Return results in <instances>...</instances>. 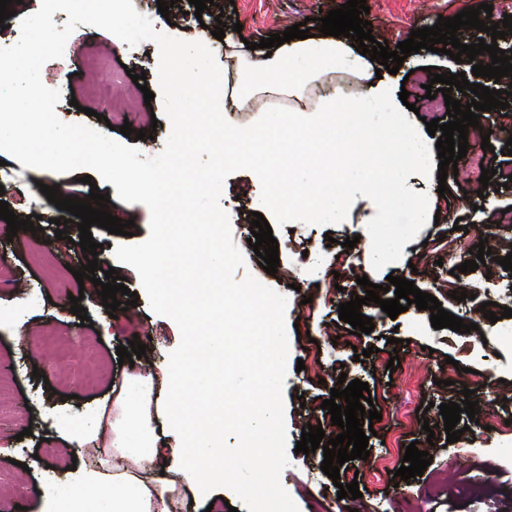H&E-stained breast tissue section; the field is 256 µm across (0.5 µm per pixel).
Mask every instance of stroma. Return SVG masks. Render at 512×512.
I'll return each instance as SVG.
<instances>
[{
    "label": "stroma",
    "instance_id": "35a3bbf8",
    "mask_svg": "<svg viewBox=\"0 0 512 512\" xmlns=\"http://www.w3.org/2000/svg\"><path fill=\"white\" fill-rule=\"evenodd\" d=\"M222 7L226 38L256 43L305 18H322L339 8L344 0H215ZM481 0H366V20L371 23L377 41L396 47L409 38L411 31L435 25L438 17H454ZM137 12L148 17L155 30L192 41L206 36L210 46L208 66L216 75L224 73L223 41L212 37L210 28L201 26L189 11L188 0H175L169 17H162L157 0H133ZM241 31H233V23ZM79 37L68 39L62 58L48 61L41 70L42 80L51 81L61 100L55 110L67 123L90 126L108 132L112 139H124L137 145L143 157L160 154L171 126L163 112L157 92L159 50L154 42L129 46L111 33L79 25ZM107 57L113 70L127 67L145 72L146 84L155 97L150 105L128 114L112 112L108 102L88 103L84 86L89 80L85 62L89 56ZM437 73L464 72L465 64L445 54L427 50L408 56L392 77L393 87H405L408 100L416 106L408 119L420 125L433 119L416 87L425 78L426 67ZM91 105L92 114H84L83 105ZM262 97L243 98L235 111L225 113L227 130L266 129L276 139L272 116L261 109ZM448 122V114L438 116ZM130 123L132 129L147 132L144 140L122 137L119 128ZM57 186L67 191L77 188L88 198L91 188L110 194L111 213L122 220H134L133 243L149 235L150 213L139 203L128 204L115 195L112 183L100 176H87L78 169L67 174L23 167L16 159L0 166V200L8 202L19 218L39 216L42 231H18L8 236V225L0 219V512H42L46 498L55 491L62 469L90 464L88 456L75 459L68 455V443L62 430L65 423L92 418L99 405L109 397L110 385L121 377L116 348L133 337L146 342L142 363L160 367L177 348L181 334L176 323L154 313L147 298L136 307L109 315L92 282L78 284L73 276L84 262L76 247L79 231H72L71 242L55 240L50 219H67L40 192V185ZM446 195H439V185ZM408 193L433 199L439 212L435 224H409L396 250L379 264L369 255L377 245L381 225L365 223L360 210V189H349L355 208L350 224H313L304 215L285 219L282 212L267 209L263 215L279 247V266L270 275L259 265L249 243L250 224L256 194L253 174L239 171L227 177L220 206L230 219L234 244L242 251L245 264L234 276H255L264 285L288 299L286 331L290 350L289 369L284 385L286 452L288 465L281 482L299 512H512V467L495 466L500 450L512 448V372L505 370L512 353L500 351L493 336L512 330V317L490 322L480 306L492 301L512 308V273L504 271L499 258L507 254L501 241L512 237V224L502 226L494 239L500 247L498 258L467 273H456L464 261L475 259L482 229L489 212H501L512 206V186L477 192L474 184L461 177L446 181L424 178L412 170L406 181ZM463 230H455L456 222ZM358 237L357 248L344 250L341 242ZM347 253L344 264H337L338 253ZM367 276L378 285H386L388 276L413 281L421 291L432 294L444 310L474 323L465 334L448 328L434 329L430 311L409 306L397 318H390L376 303L362 306L363 316L372 319L371 333L356 336L351 326L339 319V304L350 301L357 290V277ZM465 289L466 300L451 298V291ZM82 294V306L90 319L82 326L70 311V295ZM49 328L66 337L69 348L63 370H56L51 355L33 360L42 329ZM306 339H299V332ZM371 349L370 357L358 362L355 350ZM401 365L388 369L390 357ZM304 370H297V363ZM348 379L367 382L371 399L381 413L370 437L369 460L354 459L340 468L339 482H332L321 469L322 451L296 452L297 441L307 424L321 425L326 437L340 434L321 403L337 387L339 373ZM471 389L479 402L477 421L462 417L465 432L460 440L448 443L446 434L427 436L423 423L442 422L440 404L463 403V389ZM417 443L419 450L433 457L423 476L394 482L390 474L370 470L369 461H402L407 446ZM358 481L360 498H338L337 484Z\"/></svg>",
    "mask_w": 512,
    "mask_h": 512
}]
</instances>
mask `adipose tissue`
<instances>
[{"mask_svg":"<svg viewBox=\"0 0 512 512\" xmlns=\"http://www.w3.org/2000/svg\"><path fill=\"white\" fill-rule=\"evenodd\" d=\"M230 54L238 58L243 75L239 94L288 97L287 110L276 113L279 128L288 132L285 159L312 170L310 179L293 184L287 196L270 195V206L303 212L315 224H347L352 212L348 187L363 184L366 208L374 213L376 223L388 227L370 255L374 262L382 261L397 246L403 225L426 223L430 201L406 195L404 184L410 170L432 174L430 145L421 130L406 121L390 82L377 78L375 62L362 55L357 42L343 36H317L291 40L268 56L252 55L241 47L231 48ZM208 55V45L196 42L167 54L162 74L173 83V104L182 103L190 92L209 101V125L219 133L226 85L206 68ZM340 72L357 79V95L340 86L322 99L306 97L313 81ZM372 113L386 117L375 131L365 123ZM268 148V138L250 129L240 130L228 157L249 163L256 180L263 182L283 159L270 154ZM210 294L234 300L255 329L259 354L251 358L243 374L253 392L240 401L248 413L246 421L230 414L224 399V371L218 366L224 354L222 335L210 338L209 362L186 356L163 369L169 385L185 392L167 410L169 447H160L153 426L152 378L124 374L112 386L111 412H98L95 424L74 423L66 428L69 441L80 448L101 440L102 427H109L111 435L105 442L113 450L111 472L65 475L44 512H169L168 503L178 493L176 484L163 477L143 479L133 468L136 461L154 458L167 459L179 469L198 500H209L214 488L229 480L237 483L249 512H272L270 503L281 467L276 454L275 393L278 367L286 353L277 324L280 305L274 300L253 305L249 291L238 286L214 288ZM230 427L239 434L231 455L224 448V432Z\"/></svg>","mask_w":512,"mask_h":512,"instance_id":"ef3b65f1","label":"adipose tissue"}]
</instances>
